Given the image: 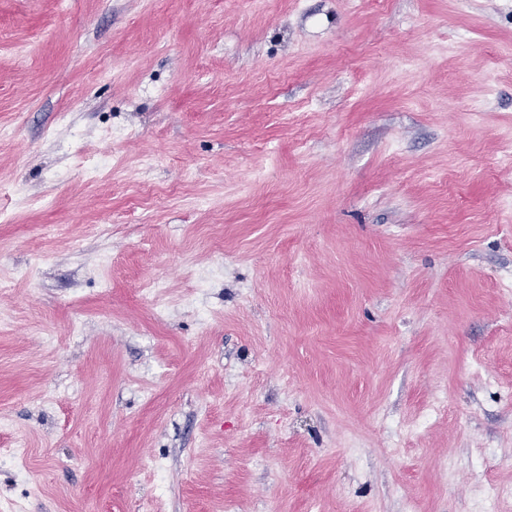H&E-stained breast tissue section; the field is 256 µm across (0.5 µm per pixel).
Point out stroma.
Segmentation results:
<instances>
[{
    "label": "stroma",
    "instance_id": "35a3bbf8",
    "mask_svg": "<svg viewBox=\"0 0 512 512\" xmlns=\"http://www.w3.org/2000/svg\"><path fill=\"white\" fill-rule=\"evenodd\" d=\"M1 128L0 512H512V0H0Z\"/></svg>",
    "mask_w": 512,
    "mask_h": 512
}]
</instances>
